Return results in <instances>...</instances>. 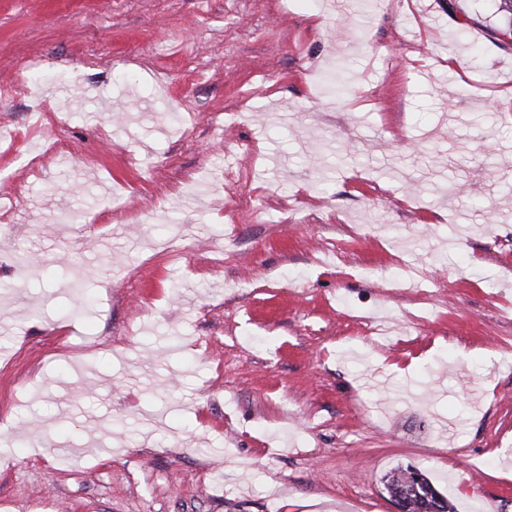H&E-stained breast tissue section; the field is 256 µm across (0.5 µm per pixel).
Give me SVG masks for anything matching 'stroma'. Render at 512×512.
Returning a JSON list of instances; mask_svg holds the SVG:
<instances>
[{"instance_id":"stroma-1","label":"stroma","mask_w":512,"mask_h":512,"mask_svg":"<svg viewBox=\"0 0 512 512\" xmlns=\"http://www.w3.org/2000/svg\"><path fill=\"white\" fill-rule=\"evenodd\" d=\"M372 2L0 0V512H512V39ZM383 484L390 498L398 494L407 502V512H453L448 498L411 466L393 469L384 476Z\"/></svg>"}]
</instances>
